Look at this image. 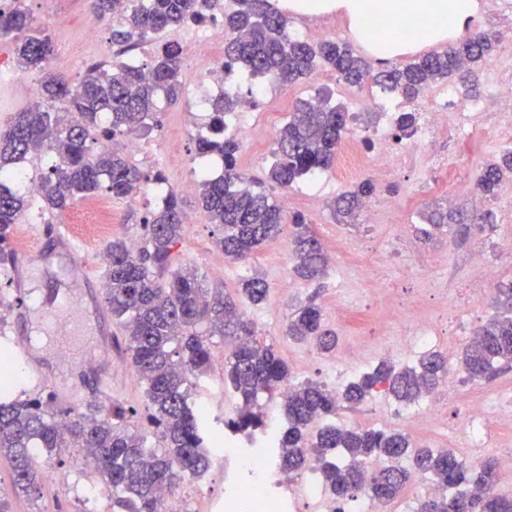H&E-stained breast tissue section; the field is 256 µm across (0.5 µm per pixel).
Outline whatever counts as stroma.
<instances>
[{
    "label": "stroma",
    "mask_w": 512,
    "mask_h": 512,
    "mask_svg": "<svg viewBox=\"0 0 512 512\" xmlns=\"http://www.w3.org/2000/svg\"><path fill=\"white\" fill-rule=\"evenodd\" d=\"M493 32L501 39L495 55L499 68L482 63L479 68L480 96L489 111L501 107L492 94L496 80L512 77V15L499 17ZM283 104L272 107L260 118L256 142L261 155L253 159L248 146L240 148L243 170L259 182H267L268 170L274 160V136L288 119L289 111L298 101L314 96L324 97L330 104H341L358 115V131L366 133L378 120L382 90L372 84L363 89L348 86L329 68H319L317 74L281 88ZM194 109L190 94H183L173 106L164 107L159 123L141 132V141L149 144L148 152L130 156L129 161L143 176L163 175L171 183L189 178L191 168L209 167L221 173L222 165L210 157H199L195 134L185 130L186 119ZM440 152L448 158L444 168L431 166V151H419L412 164L386 181L376 182L372 196L378 206L373 223L357 217L346 224L330 209L332 200L345 191L354 190L363 181L360 173L342 174L331 167L322 175L320 199L302 193L303 182L289 187L288 216H301L309 224L326 251L335 253L336 262L327 267L314 282L297 278L293 271L292 248L288 235H280L263 244L247 261L224 259L216 241L223 234L199 208L196 195L183 198L185 231L173 249V267L194 269L210 291L238 297L240 283L248 276L263 278L268 296L259 305H244L247 317L257 328L260 342L271 343L287 363L293 380H313L330 389H342L363 372L382 360L396 366H411L431 349L445 354L448 365L459 368L463 348L480 326L496 312L499 289L512 286V208L501 197H485L477 193L474 178L478 169L488 162L499 161L505 149L491 135L480 137L467 145L445 142ZM160 202L158 195L135 193L112 203L113 222L107 235L83 242L80 259L85 266L82 276L70 282L67 293L75 300L77 316H89L100 337L112 345L111 354L86 359L82 346L65 351L53 349L52 360L41 367L49 387L31 383L28 396L52 399L55 407L71 408L70 392L82 394L84 404L99 403L98 387L102 379L112 380V401L126 407L144 410V389L134 379L126 352L127 343L119 323L113 319L106 302V266L100 257L107 244L115 238H142L140 220L153 212ZM444 212L447 224L430 229L431 214ZM484 251L497 266V276L487 291L476 300H469L465 288L472 277L470 259L475 251ZM387 266L388 288H409L438 274L448 282L447 302L421 304L420 317L442 327L446 320L456 319L462 326L459 335L445 333L434 336L429 348H414L405 332L406 312L399 306L388 305L366 296V279L373 268ZM320 306L325 323L335 330L338 342L335 350L323 353L309 342L289 340L285 327L289 315L308 299ZM391 346L392 354L382 353V346ZM232 349L230 340L213 337L212 361L199 379L197 397L208 407L210 427L220 430L224 418L232 413L236 400L225 393L224 358ZM351 351L360 360L354 366L340 363L342 352ZM483 391H475L474 382L460 376L457 390L442 407V421L434 433L445 428H461L468 424L473 406L512 395V366L503 368L493 379L484 381ZM420 402L396 401L384 390H376L365 402L356 406H341L331 422L339 427L358 423L370 429H397L407 434L419 446L433 447V435L417 430L412 419ZM38 494L29 495L15 489L11 464L0 457V500L9 505V512H112L111 499L93 501L92 493L99 482L91 469L82 464V454L74 450L62 461L46 466ZM65 474L66 483H59L57 474ZM180 494L185 499L186 512H204L210 500L224 495V470L213 464L201 486L182 483Z\"/></svg>",
    "instance_id": "1"
}]
</instances>
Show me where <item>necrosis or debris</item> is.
<instances>
[{
	"label": "necrosis or debris",
	"mask_w": 512,
	"mask_h": 512,
	"mask_svg": "<svg viewBox=\"0 0 512 512\" xmlns=\"http://www.w3.org/2000/svg\"><path fill=\"white\" fill-rule=\"evenodd\" d=\"M43 2L58 26L76 29L64 43V52L85 56L103 51V21L93 11L91 0ZM176 41L191 67L190 88L198 93L200 103L229 91L223 10H215L213 19L203 25H188ZM401 107L398 101L381 102V122L370 139L354 137L344 144L338 157L341 170L387 180L411 163L417 149L441 138L462 143L490 129L501 141L512 143L511 112H498L493 120H486L485 100L459 97L455 88L448 87L417 103L418 120L405 135V147L400 148L394 132ZM218 454L224 461V497L211 503L208 512H337V504L313 478L277 469L273 459L244 441L225 437Z\"/></svg>",
	"instance_id": "1"
}]
</instances>
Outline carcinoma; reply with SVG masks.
<instances>
[{"instance_id": "1", "label": "carcinoma", "mask_w": 512, "mask_h": 512, "mask_svg": "<svg viewBox=\"0 0 512 512\" xmlns=\"http://www.w3.org/2000/svg\"><path fill=\"white\" fill-rule=\"evenodd\" d=\"M236 2L238 10L224 17L230 32L224 41L225 67L230 72L238 67L246 75H262L282 85L329 66L351 86L371 82L406 101L453 77L474 91L477 76L470 65L490 57L499 45L495 35L473 32L403 66L375 72L341 38L308 41L292 35L290 17L270 0ZM93 7L107 19L112 42L159 43L150 62L114 63L106 77L92 66L80 82L72 83L51 70L54 41L34 26L23 0L0 7V42L10 44L21 69L41 75L37 100L15 113L7 130L0 131V242L29 205L27 195L6 181L38 153L53 158L48 175L40 181L43 207L49 212L66 210L100 189L125 198L139 188L144 177L122 152L107 149L91 155L88 140L97 130L109 138L157 123L158 100L172 104L182 93L179 49L163 36L177 33L192 20L205 19L218 4L215 0H93ZM239 105L237 96L216 100L208 135L197 139L199 154L216 156L224 165L221 177L202 176L199 201L209 221L222 226L219 246L224 258L232 261L248 259L283 231L284 221L275 197L243 173L237 140L225 135L224 117ZM349 122L342 105L319 99L296 106L277 132L269 180L286 189L328 170ZM505 168L512 170L511 152L478 171L477 192L495 196ZM373 193L374 185L364 181L335 198L332 210L352 220ZM182 217L181 201L170 188L163 205L142 220L144 246L133 252L129 242L115 239L106 247L107 302L125 331L133 371L144 386L147 421L158 429V445L152 446L132 424L138 415L134 408L72 410L60 424L59 413L49 402L16 394L17 356L1 347L0 457L9 458L18 490L36 489L42 475L37 455L59 459L78 448L93 460L95 474L111 488L112 512H157L161 491L172 492L186 480L201 479L212 468L218 432L209 428L191 398L211 362L212 338L230 336L235 346L224 358V388L234 393L238 404L224 419V431L253 440L264 427L265 412L257 406L260 394L282 392L287 426L274 443V454L283 470L301 471L311 447L323 481L337 500L366 485L375 499L387 503L410 478L404 466L407 460L417 472L433 476L450 490L445 497H424L417 512H461L459 505L465 501L471 512H512V496L493 489L497 464L492 459L463 461L449 449L415 446L399 431L327 424L309 433L315 420L336 414L341 399L357 404L379 387L400 402L432 393L448 374V360L432 351L414 366L398 368L382 362L350 382L340 397L321 383H290L288 365L273 345L257 341L254 323L238 302L210 293L193 271L170 269L172 248L184 232ZM290 236L295 273L304 280L316 279L326 267L321 242L299 217ZM241 292L247 303L258 305L268 288L263 279L251 276L243 279ZM499 304L502 311L476 330L463 353L462 363L473 379H490L499 365L512 363V286L500 290ZM286 336L312 341L323 352L336 346V333L326 328L312 302L288 317ZM378 460L386 466L363 483L367 464Z\"/></svg>"}]
</instances>
